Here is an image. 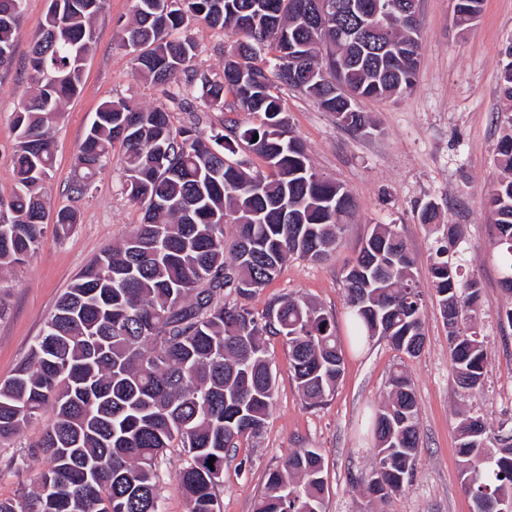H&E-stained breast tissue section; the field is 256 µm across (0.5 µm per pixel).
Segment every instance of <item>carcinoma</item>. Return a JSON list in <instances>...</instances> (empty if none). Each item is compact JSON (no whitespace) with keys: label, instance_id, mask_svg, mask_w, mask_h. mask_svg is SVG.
<instances>
[{"label":"carcinoma","instance_id":"1","mask_svg":"<svg viewBox=\"0 0 512 512\" xmlns=\"http://www.w3.org/2000/svg\"><path fill=\"white\" fill-rule=\"evenodd\" d=\"M324 0H135L133 25L120 45L135 53L138 73L167 85L190 67L197 44L190 21L233 29L238 39L223 76L194 73L186 95L224 108L232 94L259 117L231 133L173 125L161 108L109 101L96 113L77 155L72 192L86 196L114 144L124 148L122 193L143 211L122 243L96 257L59 298L54 313L14 375L0 383V442L17 438L46 407L54 418L35 444L48 463L36 490L0 499V512H161L159 460L180 445L188 464L176 481L189 512H220L216 491L228 451L258 438L272 406L275 377L265 337L281 336L291 373L312 406L336 392L343 356L336 321L317 304L288 297L260 315L244 303L284 261H321L336 247L353 209L344 187L317 174L293 134L279 94L305 92L350 130L369 127L360 99L411 89L419 55L417 0H330L340 5L319 21ZM389 5L384 28L368 31L360 5ZM461 25L479 17L482 0H452ZM25 0H0V66L12 64ZM106 0H51L29 57L26 98L12 122L15 187L0 198V270L25 263L45 243L41 194L51 177L53 119L82 85L83 60L95 41L92 19ZM501 96L512 102V43L504 50ZM497 162L512 171V107ZM258 140H253V137ZM235 139L265 163L251 174L230 160ZM501 284L512 293V178L489 194ZM76 213L61 209L56 235ZM234 225L232 239L224 225ZM457 238L436 249L429 273L439 310L451 328L449 356L457 392L484 382L490 351L478 327L481 288L446 259ZM344 276L354 341L376 336L415 357L425 344L424 294L415 260L391 224H376ZM388 399L374 421L370 468L352 478L386 498L409 485L420 448L412 379L395 369ZM458 454L474 512L490 497L512 500V429L491 436L471 414L458 425ZM215 457L213 466L207 460ZM322 455L299 448L269 471L255 512H325Z\"/></svg>","mask_w":512,"mask_h":512}]
</instances>
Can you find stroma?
Masks as SVG:
<instances>
[{
    "mask_svg": "<svg viewBox=\"0 0 512 512\" xmlns=\"http://www.w3.org/2000/svg\"><path fill=\"white\" fill-rule=\"evenodd\" d=\"M50 0H26L13 63L0 71V197L13 191V155L17 140L12 118L27 92L29 55L40 34ZM134 0H107L94 21L96 40L84 61L83 87L71 99L51 134L56 162L44 188L48 215L74 208L71 232L48 234L45 244L16 269L0 272V382L26 357L60 296L77 274L109 245L120 242L141 223L138 206L121 192L123 149L112 158L85 197L69 191L75 159L99 106L126 100L144 108L165 107L175 125L202 132L242 124L253 117L238 110L233 96L223 109L195 99L181 105L166 87L139 76L133 53L119 45L123 27L133 20ZM421 57L416 84L409 93L360 101L373 120L372 129L353 132L340 126L304 93L280 91L285 115L304 144L313 169L342 185L355 211L335 250L323 261L289 258L280 273L247 301L254 313L283 296L310 300L332 314L344 358L336 392L325 405L307 407L290 372V352L282 339L267 344L276 375L274 400L260 438L241 440L224 466L217 492L220 512H254L269 468L299 448H315L324 462L326 512H473L460 478L456 427L462 415L480 414L490 432L512 427V327L498 313L512 306L501 287V268L494 246L495 229L484 200L505 176L495 161L503 134L500 114L508 107L499 88L503 51L512 41V0H483L478 19L460 26L451 0H419ZM190 34L198 51L194 69L219 77L224 57L236 36L194 22ZM438 209V221L421 223L426 203ZM377 224L396 225L416 264L415 277L428 284L430 263L445 225H455L459 239L453 257L482 288L479 328L490 351L484 387L463 397L454 391L448 355V327L435 300L423 315L425 345L415 357L394 349L383 338L355 347L349 337L348 304L343 276L362 242ZM403 368L412 378L418 401L422 448L411 483L399 494L379 499L352 485L350 478L369 467L374 436L371 415L385 400L388 377ZM50 413L31 423L19 438L0 442V498L32 490L47 466L29 455L22 469L9 461L34 444ZM180 448L160 462L162 512H189L177 487L176 473L186 464Z\"/></svg>",
    "mask_w": 512,
    "mask_h": 512,
    "instance_id": "1",
    "label": "stroma"
}]
</instances>
